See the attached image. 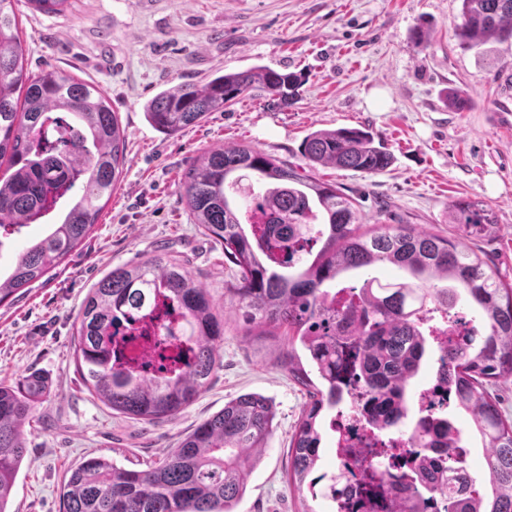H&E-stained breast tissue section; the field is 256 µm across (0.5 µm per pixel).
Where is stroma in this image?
I'll return each instance as SVG.
<instances>
[{
    "label": "stroma",
    "mask_w": 512,
    "mask_h": 512,
    "mask_svg": "<svg viewBox=\"0 0 512 512\" xmlns=\"http://www.w3.org/2000/svg\"><path fill=\"white\" fill-rule=\"evenodd\" d=\"M16 13L26 68L52 65L98 85L125 131L126 160L90 235L24 295L0 304V381L32 374L48 382L24 427L31 463L18 474L11 512H60L65 472L83 456L145 468L245 392L272 400L277 428L237 512H301L288 448L306 392L278 359L286 341L251 339L225 302L224 250L190 223L182 175L210 148L249 146L339 187L367 227L383 207L394 221L438 234L449 229L451 201L481 199L497 224L472 248L512 283V43L462 47L460 0H71L61 16L19 0ZM418 29L428 33L425 44L413 39ZM261 64L304 75L288 108L249 94L174 137L145 119L144 105L166 88ZM452 89L468 107L449 109ZM341 127L368 131L393 164L377 175L308 166L305 137ZM158 249L207 288L224 319V345L200 396L174 418L147 424L88 393L74 337L89 289Z\"/></svg>",
    "instance_id": "1"
}]
</instances>
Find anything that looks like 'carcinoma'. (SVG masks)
<instances>
[{
  "label": "carcinoma",
  "mask_w": 512,
  "mask_h": 512,
  "mask_svg": "<svg viewBox=\"0 0 512 512\" xmlns=\"http://www.w3.org/2000/svg\"><path fill=\"white\" fill-rule=\"evenodd\" d=\"M0 0V228L39 224L64 198L82 191L62 223L21 252L11 274L0 279V304L56 267L91 231L112 195L124 165L125 134L105 92L56 69H24L25 49L14 3ZM45 15H61L70 0H27ZM456 35L479 48L491 39L512 40V0H461ZM304 82L298 73L265 65L216 75L197 86L181 83L144 106L149 124L174 136L211 112L261 91L286 106ZM311 164L366 174L393 162L387 149L354 128L306 136ZM252 179L248 188L242 180ZM192 223L224 243L233 278L224 297L258 336H289L315 363L327 391L309 377L294 350L281 364L309 397L290 439L288 476L302 489L320 459V417L341 401L337 374L357 371L369 393L367 423L398 431L408 418V387L418 375L430 339L431 313H448L465 301L480 308L484 336L475 350L448 347L449 384L458 410L468 415L486 450L489 489L469 494V478L452 461L455 429L445 417H421L416 447L421 456L400 477L416 499L418 485L440 490L447 512H512V422L504 418L492 386L512 382V284L491 259L468 242L488 236L496 224L480 200L458 199L448 207L455 233L420 232L412 224L362 231L358 209L335 186L308 183L288 163L255 148L217 146L192 162L182 182ZM312 262H298V249ZM392 265L408 273L401 282L368 277L353 289L344 317L329 313L328 295L344 271ZM149 288H160L180 309L190 346L177 354L179 370L167 376L137 373L134 350L116 349L112 327L119 314L139 306ZM224 319L212 298L177 259L156 254L119 266L87 294L75 336L77 369L88 391L131 419L155 422L190 406L219 364ZM45 380L20 376L0 382V512L7 509L21 467L30 463L24 425L42 402ZM272 401L243 393L198 423L167 455L144 469L104 457H85L64 478L62 512H237L247 477L274 434Z\"/></svg>",
  "instance_id": "obj_1"
}]
</instances>
